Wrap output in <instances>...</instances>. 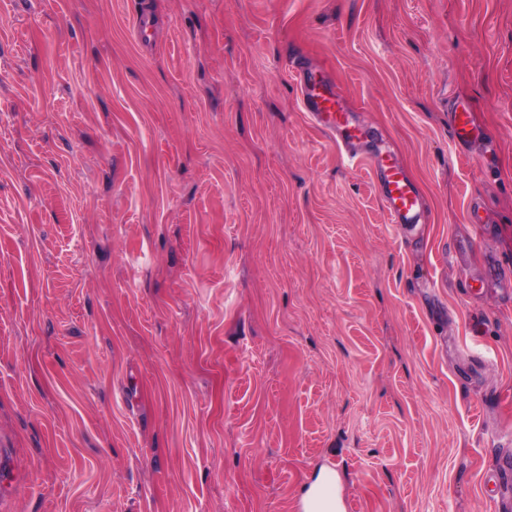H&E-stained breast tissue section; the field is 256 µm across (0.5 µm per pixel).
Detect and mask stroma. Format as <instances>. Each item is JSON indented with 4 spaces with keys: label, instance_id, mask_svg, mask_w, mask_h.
Returning a JSON list of instances; mask_svg holds the SVG:
<instances>
[{
    "label": "stroma",
    "instance_id": "stroma-1",
    "mask_svg": "<svg viewBox=\"0 0 512 512\" xmlns=\"http://www.w3.org/2000/svg\"><path fill=\"white\" fill-rule=\"evenodd\" d=\"M324 465L345 512L512 496V0H0V512H299ZM302 82L306 111L323 126L334 140L342 139L351 148L355 141L361 139L362 132L347 130L346 116L336 109L334 93L312 73H305ZM451 125L454 138L461 147H468L481 137V129L475 123L472 112L465 107H457L451 113ZM370 164L376 189L391 223L419 224L423 217L421 199L404 171L380 155H374Z\"/></svg>",
    "mask_w": 512,
    "mask_h": 512
}]
</instances>
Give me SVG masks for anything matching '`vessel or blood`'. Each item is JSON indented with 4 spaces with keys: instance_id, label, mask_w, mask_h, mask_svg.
<instances>
[{
    "instance_id": "obj_1",
    "label": "vessel or blood",
    "mask_w": 512,
    "mask_h": 512,
    "mask_svg": "<svg viewBox=\"0 0 512 512\" xmlns=\"http://www.w3.org/2000/svg\"><path fill=\"white\" fill-rule=\"evenodd\" d=\"M302 82L305 109L325 131L333 139L342 140L349 146L359 140V133L348 131L347 119L344 113L338 112L336 97L327 85L310 73L304 74ZM451 125L459 146H469L481 136L479 126L467 108H458L452 112ZM371 167L376 189L391 223H420L423 217L421 199L404 171L397 164L385 161L378 155L373 156Z\"/></svg>"
}]
</instances>
